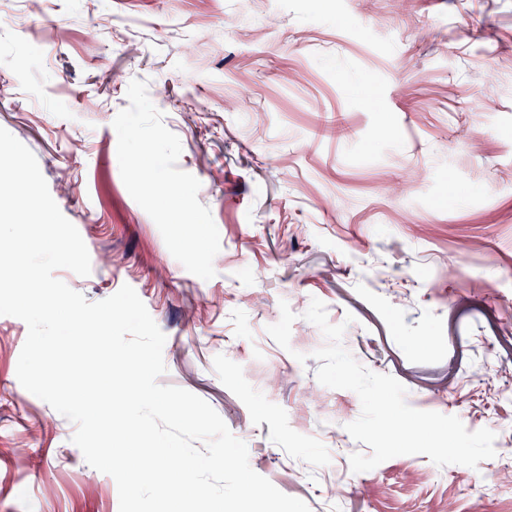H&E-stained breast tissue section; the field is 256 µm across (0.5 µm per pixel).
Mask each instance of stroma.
<instances>
[{"instance_id": "35a3bbf8", "label": "stroma", "mask_w": 512, "mask_h": 512, "mask_svg": "<svg viewBox=\"0 0 512 512\" xmlns=\"http://www.w3.org/2000/svg\"><path fill=\"white\" fill-rule=\"evenodd\" d=\"M135 79L219 231L210 280L122 181L112 122ZM0 127L89 251V276L56 278L91 302L133 287L166 336L160 384L208 402L310 512H471L483 470L404 455L351 471L370 452L345 430L361 403L316 379L314 298L410 406L492 430L484 468L512 463V0H0ZM283 301L286 349L267 332ZM27 333L0 316V512H119L75 424L19 383Z\"/></svg>"}]
</instances>
